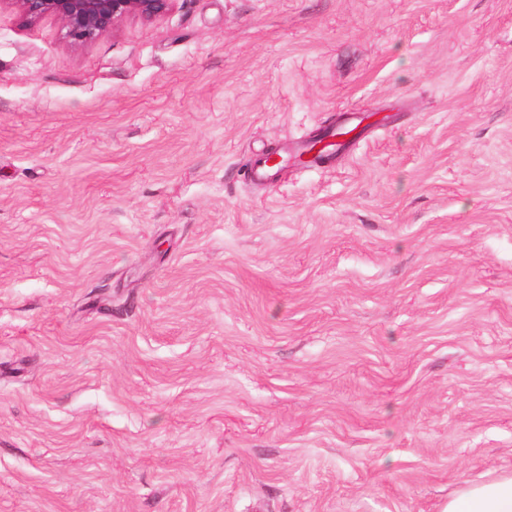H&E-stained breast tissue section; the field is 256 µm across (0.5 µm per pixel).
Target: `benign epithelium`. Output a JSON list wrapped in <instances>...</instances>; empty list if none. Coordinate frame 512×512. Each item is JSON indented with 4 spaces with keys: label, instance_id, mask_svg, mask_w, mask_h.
<instances>
[{
    "label": "benign epithelium",
    "instance_id": "1",
    "mask_svg": "<svg viewBox=\"0 0 512 512\" xmlns=\"http://www.w3.org/2000/svg\"><path fill=\"white\" fill-rule=\"evenodd\" d=\"M22 21L32 25L57 21L74 46L92 43L115 32L128 18L145 22L170 14L177 0H13Z\"/></svg>",
    "mask_w": 512,
    "mask_h": 512
}]
</instances>
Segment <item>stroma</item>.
<instances>
[{"mask_svg":"<svg viewBox=\"0 0 512 512\" xmlns=\"http://www.w3.org/2000/svg\"><path fill=\"white\" fill-rule=\"evenodd\" d=\"M509 473L512 0H178L83 47L0 0V512ZM307 151L301 149H295L289 152L288 144L278 153L280 161L275 163V160L270 158L268 155L258 156L251 164L247 176L249 180L254 181H269L280 171L288 168V156L289 153L297 160L302 154H306ZM270 163H273L271 165Z\"/></svg>","mask_w":512,"mask_h":512,"instance_id":"1","label":"stroma"}]
</instances>
